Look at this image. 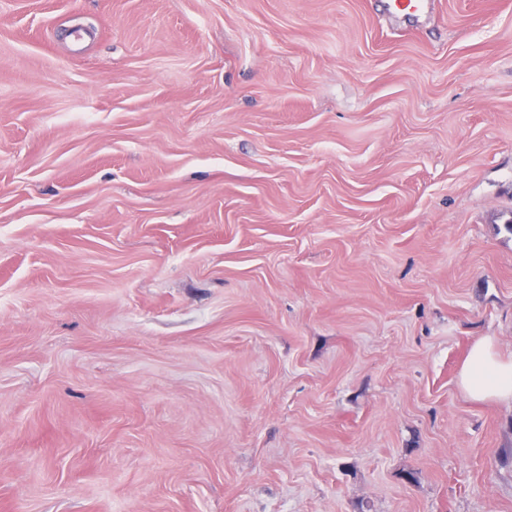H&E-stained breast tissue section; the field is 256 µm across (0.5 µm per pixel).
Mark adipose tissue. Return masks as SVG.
I'll return each instance as SVG.
<instances>
[{
	"instance_id": "obj_1",
	"label": "adipose tissue",
	"mask_w": 512,
	"mask_h": 512,
	"mask_svg": "<svg viewBox=\"0 0 512 512\" xmlns=\"http://www.w3.org/2000/svg\"><path fill=\"white\" fill-rule=\"evenodd\" d=\"M461 390L471 399H512V359H501L494 350L492 339L477 341L458 377Z\"/></svg>"
}]
</instances>
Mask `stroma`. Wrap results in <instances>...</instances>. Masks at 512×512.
Masks as SVG:
<instances>
[{"instance_id": "1", "label": "stroma", "mask_w": 512, "mask_h": 512, "mask_svg": "<svg viewBox=\"0 0 512 512\" xmlns=\"http://www.w3.org/2000/svg\"><path fill=\"white\" fill-rule=\"evenodd\" d=\"M511 218L512 0H0V512H512ZM380 3L387 15L418 22L430 13L435 0H380ZM461 390L471 399H512V358L501 359L494 350L493 341L484 338L477 341L458 377Z\"/></svg>"}]
</instances>
